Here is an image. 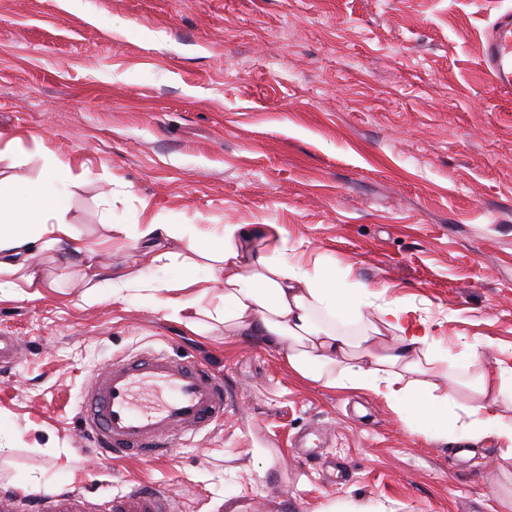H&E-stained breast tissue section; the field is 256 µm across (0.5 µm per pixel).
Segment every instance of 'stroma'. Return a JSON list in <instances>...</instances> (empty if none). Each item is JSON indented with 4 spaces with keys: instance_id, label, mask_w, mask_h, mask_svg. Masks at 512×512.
<instances>
[{
    "instance_id": "stroma-1",
    "label": "stroma",
    "mask_w": 512,
    "mask_h": 512,
    "mask_svg": "<svg viewBox=\"0 0 512 512\" xmlns=\"http://www.w3.org/2000/svg\"><path fill=\"white\" fill-rule=\"evenodd\" d=\"M512 0H0V133L37 179L71 168L70 220L113 274L147 259L110 223L278 224L306 266L426 320L449 390L512 368V93L483 67ZM14 276L0 334V487L101 499L166 489L178 512H512L503 440L414 433L370 392L294 377L221 324L188 327L135 296L84 301L81 255ZM147 348L224 378L233 406L170 456L113 461L81 434V392Z\"/></svg>"
}]
</instances>
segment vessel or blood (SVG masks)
I'll list each match as a JSON object with an SVG mask.
<instances>
[{
    "mask_svg": "<svg viewBox=\"0 0 512 512\" xmlns=\"http://www.w3.org/2000/svg\"><path fill=\"white\" fill-rule=\"evenodd\" d=\"M497 88L512 90V16H501L484 53ZM230 399L224 378L196 360L146 349L121 355L95 373L80 404L82 430L112 456L150 457L169 452L206 426L221 421ZM173 512L165 491L133 487L101 501L51 489L35 504L15 491L0 492V512Z\"/></svg>",
    "mask_w": 512,
    "mask_h": 512,
    "instance_id": "obj_1",
    "label": "vessel or blood"
}]
</instances>
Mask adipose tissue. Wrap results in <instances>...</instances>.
Wrapping results in <instances>:
<instances>
[{"mask_svg": "<svg viewBox=\"0 0 512 512\" xmlns=\"http://www.w3.org/2000/svg\"><path fill=\"white\" fill-rule=\"evenodd\" d=\"M69 178L68 166L51 158L37 180L0 178V294L12 293L18 272L37 285L33 258L40 250L81 254L113 298L141 290L156 310L173 317L218 286L220 302L208 316L223 323L225 336L261 340L284 354L289 371L300 379L373 392L426 437L497 436L507 443L503 461H512V422L493 411L512 398V368L473 376L471 403L457 406L436 380L437 366L448 356L435 348L428 323L407 325L399 305L374 302L365 288H339L329 270H309L288 259L284 230L277 224L222 225L193 245L195 259L171 263L160 275L103 276L94 250L80 244L68 218ZM346 321L359 324V333L337 332V323Z\"/></svg>", "mask_w": 512, "mask_h": 512, "instance_id": "obj_1", "label": "adipose tissue"}]
</instances>
